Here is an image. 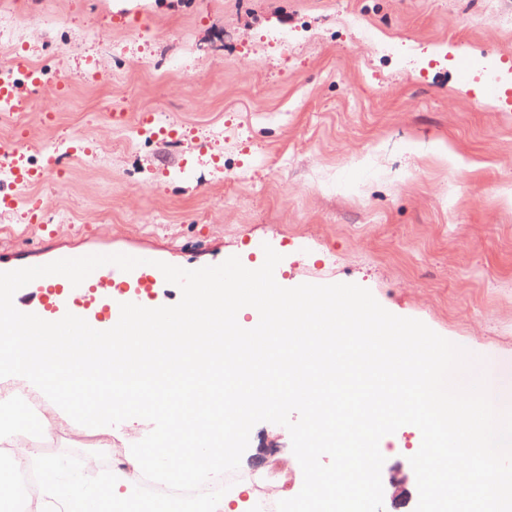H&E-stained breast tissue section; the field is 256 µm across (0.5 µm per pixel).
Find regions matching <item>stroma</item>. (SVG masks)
I'll list each match as a JSON object with an SVG mask.
<instances>
[{
  "mask_svg": "<svg viewBox=\"0 0 512 512\" xmlns=\"http://www.w3.org/2000/svg\"><path fill=\"white\" fill-rule=\"evenodd\" d=\"M19 86L7 129L29 163L62 150L25 204L0 212V254L150 253L174 266L282 260L277 283H355L389 312L512 362V0H7ZM146 39L132 37V27ZM502 72L485 94L460 62ZM65 87H58L59 78ZM130 112L129 138L109 115ZM89 147L85 161L67 155ZM239 174L236 182L226 173ZM422 436L379 444L383 498L408 492ZM242 482L303 472L284 426L256 424Z\"/></svg>",
  "mask_w": 512,
  "mask_h": 512,
  "instance_id": "obj_1",
  "label": "stroma"
}]
</instances>
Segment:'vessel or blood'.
<instances>
[{"instance_id": "b4317fda", "label": "vessel or blood", "mask_w": 512, "mask_h": 512, "mask_svg": "<svg viewBox=\"0 0 512 512\" xmlns=\"http://www.w3.org/2000/svg\"><path fill=\"white\" fill-rule=\"evenodd\" d=\"M20 145L16 142L0 147V168L11 175L17 187L39 184L44 171L27 166L19 160ZM165 278L155 266L143 264L125 272L113 265L94 270L79 286H72L61 275L38 278L14 295L15 307L47 321L60 320L65 314L85 319L98 330L114 327L124 303L143 304L147 294L162 287Z\"/></svg>"}]
</instances>
